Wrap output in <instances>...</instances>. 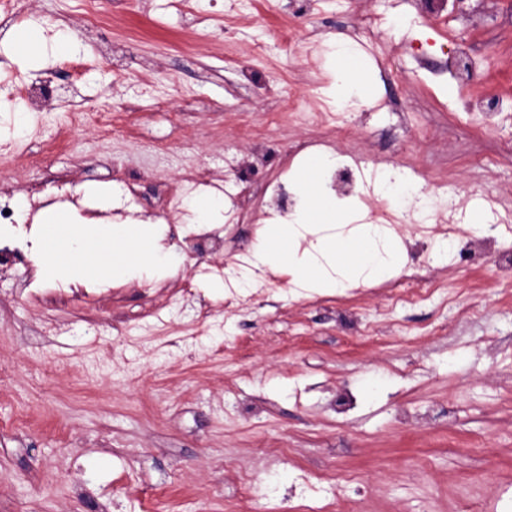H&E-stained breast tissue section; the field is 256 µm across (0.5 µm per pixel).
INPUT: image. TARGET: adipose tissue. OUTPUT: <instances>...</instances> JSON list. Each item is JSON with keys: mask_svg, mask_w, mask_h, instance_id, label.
I'll return each mask as SVG.
<instances>
[{"mask_svg": "<svg viewBox=\"0 0 512 512\" xmlns=\"http://www.w3.org/2000/svg\"><path fill=\"white\" fill-rule=\"evenodd\" d=\"M12 42L30 62L47 53L73 52L74 35L62 34L46 48L36 26L13 32ZM303 206L288 224H267L257 232L254 256L276 274L289 273L306 287L322 293L369 285L398 272L404 252L397 239L378 224H359L347 234L332 233L324 218L336 215V206L311 185L299 184ZM40 242L37 282L66 279L83 285L120 282L132 277L162 276L179 259L163 243L159 225L147 220L129 224L75 223L61 205L47 207L35 229Z\"/></svg>", "mask_w": 512, "mask_h": 512, "instance_id": "obj_1", "label": "adipose tissue"}]
</instances>
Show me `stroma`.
I'll return each mask as SVG.
<instances>
[{
    "label": "stroma",
    "instance_id": "35a3bbf8",
    "mask_svg": "<svg viewBox=\"0 0 512 512\" xmlns=\"http://www.w3.org/2000/svg\"><path fill=\"white\" fill-rule=\"evenodd\" d=\"M26 0L28 19L0 14V75L52 80L45 111L66 115L118 102V135L71 133L44 170L28 168L52 126L29 120L19 153L0 171V195L26 199L32 229L51 204L87 219L151 218L180 258L161 278L111 291L35 281L30 257L0 265V512H512V112L487 120L460 98L512 100V0H472L466 14L410 26L417 0ZM385 23L361 47L364 15ZM32 23L71 32L78 51L43 65L15 58L10 35ZM306 31L284 53L279 36ZM365 68L369 93L337 125H317L331 102L332 41ZM470 47L481 81L450 93L446 62ZM304 139L301 161L285 162ZM237 146L251 187L291 188L304 162L349 153L399 165L431 188L432 208L456 194L496 227L491 256L464 263L475 231L442 237L396 224L405 266L441 285L392 306L391 280L319 294L259 270L246 309L208 284L255 265L252 223L209 227L187 202L223 192L224 145ZM207 174L209 185L196 184ZM113 190L109 209L84 188ZM216 241L194 249L192 233ZM448 250L431 254L438 240ZM477 301L481 317L449 307L445 292ZM101 334L90 340L87 319Z\"/></svg>",
    "mask_w": 512,
    "mask_h": 512
}]
</instances>
